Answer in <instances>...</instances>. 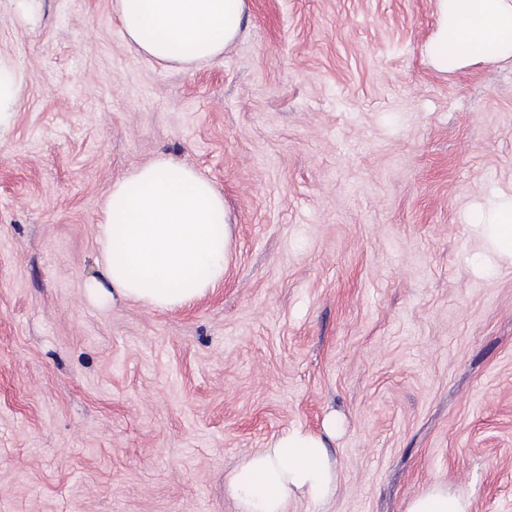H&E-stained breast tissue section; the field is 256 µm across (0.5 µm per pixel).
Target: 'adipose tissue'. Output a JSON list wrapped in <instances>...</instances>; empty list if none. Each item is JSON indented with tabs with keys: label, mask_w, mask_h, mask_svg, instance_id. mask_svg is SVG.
Masks as SVG:
<instances>
[{
	"label": "adipose tissue",
	"mask_w": 512,
	"mask_h": 512,
	"mask_svg": "<svg viewBox=\"0 0 512 512\" xmlns=\"http://www.w3.org/2000/svg\"><path fill=\"white\" fill-rule=\"evenodd\" d=\"M246 0H115L126 38L147 57L190 66L223 54L240 34ZM430 63L464 68L512 57V0H437ZM491 249L512 258V196L486 215ZM101 251L93 297L167 310L203 297L224 279L229 215L214 184L162 154L116 180L96 226ZM336 433L290 429L248 456L227 484L241 512H285L303 494L315 503L336 490L329 442Z\"/></svg>",
	"instance_id": "adipose-tissue-1"
}]
</instances>
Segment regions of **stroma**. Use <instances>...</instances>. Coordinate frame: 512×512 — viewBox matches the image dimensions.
I'll use <instances>...</instances> for the list:
<instances>
[{
    "label": "stroma",
    "mask_w": 512,
    "mask_h": 512,
    "mask_svg": "<svg viewBox=\"0 0 512 512\" xmlns=\"http://www.w3.org/2000/svg\"><path fill=\"white\" fill-rule=\"evenodd\" d=\"M247 3L185 67L114 0H0V512H239L244 459L331 415L336 494L286 512H512V259L476 227L512 59L435 70L436 0ZM161 154L224 196V281L97 302L105 198ZM468 503L448 493L447 487L435 485L409 505L408 512H469Z\"/></svg>",
    "instance_id": "1"
}]
</instances>
